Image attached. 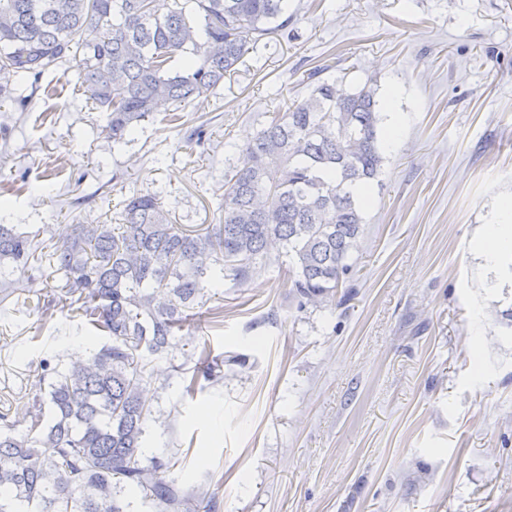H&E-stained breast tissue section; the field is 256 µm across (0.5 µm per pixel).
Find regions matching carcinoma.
<instances>
[{"instance_id": "1", "label": "carcinoma", "mask_w": 512, "mask_h": 512, "mask_svg": "<svg viewBox=\"0 0 512 512\" xmlns=\"http://www.w3.org/2000/svg\"><path fill=\"white\" fill-rule=\"evenodd\" d=\"M0 0V73L39 80L73 49L82 51L83 93L105 110L117 141L153 116L160 101L171 120L211 93L248 50L270 34L288 36L286 0ZM183 70L169 64L179 55ZM307 75L309 94L267 113L226 176L220 223L194 234L176 223L151 193L130 196L120 224H75L52 246H37L0 224V265L24 268L38 258L59 275L60 295L108 342L87 362L45 360L53 424L34 397L26 434L0 431V512H132L125 489H137L156 512H198L172 476V460L142 456L150 410L144 397L147 359L163 356L189 311L205 305L218 281L208 277L221 254L222 277L240 285L282 244L288 288L298 308L355 296L351 250L363 233L359 184L376 180L384 163L378 144L376 83L345 84ZM196 373L216 377L218 359L202 347ZM53 449L44 456L38 446Z\"/></svg>"}]
</instances>
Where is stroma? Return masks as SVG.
<instances>
[{"instance_id":"1","label":"stroma","mask_w":512,"mask_h":512,"mask_svg":"<svg viewBox=\"0 0 512 512\" xmlns=\"http://www.w3.org/2000/svg\"><path fill=\"white\" fill-rule=\"evenodd\" d=\"M294 38L268 35L216 94L167 109L116 142L77 87L78 59L0 100V224L56 243L109 224L133 192L179 224L218 223L224 175L280 103L328 66L396 94L378 125L382 172L349 256L357 294L298 308L287 256L247 282L220 281L215 325H191L152 358L146 455L171 457L215 512H512V271L477 254L512 198V0H288ZM396 140H389L390 124ZM46 264L0 269V415L24 435L40 363L105 338L53 301ZM207 344L219 381L183 379ZM209 421H201V410Z\"/></svg>"}]
</instances>
